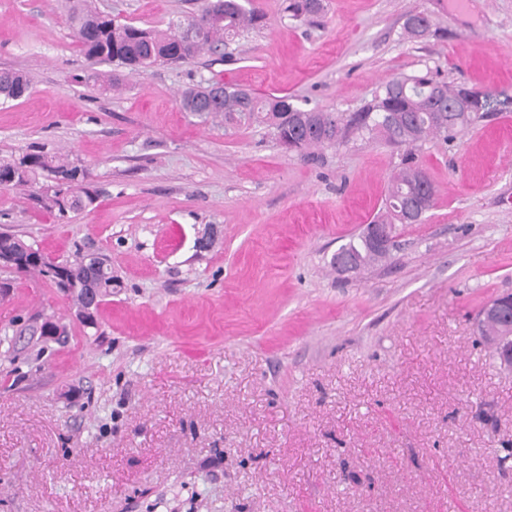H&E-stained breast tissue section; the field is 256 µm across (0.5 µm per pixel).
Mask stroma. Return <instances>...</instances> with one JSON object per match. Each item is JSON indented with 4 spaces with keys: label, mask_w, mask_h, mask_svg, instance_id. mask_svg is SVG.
<instances>
[{
    "label": "stroma",
    "mask_w": 512,
    "mask_h": 512,
    "mask_svg": "<svg viewBox=\"0 0 512 512\" xmlns=\"http://www.w3.org/2000/svg\"><path fill=\"white\" fill-rule=\"evenodd\" d=\"M167 28L198 0H94ZM207 54L140 70L88 59L68 0H0V161L72 153L100 196L58 219L0 186V232L112 264L95 325L28 274L0 296V512H512V367L476 332L512 293V0H325ZM431 21L406 39L407 15ZM120 71L98 95L94 73ZM432 72L491 95L483 121L416 149L436 189L378 265L331 260L382 210L404 155L349 135L309 154L272 126L182 111L223 81L346 116ZM59 322L66 342L37 336ZM29 92L30 85L26 75L14 69H0L1 104L25 98L29 95Z\"/></svg>",
    "instance_id": "stroma-1"
}]
</instances>
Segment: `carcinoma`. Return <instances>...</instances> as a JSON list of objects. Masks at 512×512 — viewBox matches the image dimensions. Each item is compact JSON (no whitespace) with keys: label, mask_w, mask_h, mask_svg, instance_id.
Wrapping results in <instances>:
<instances>
[{"label":"carcinoma","mask_w":512,"mask_h":512,"mask_svg":"<svg viewBox=\"0 0 512 512\" xmlns=\"http://www.w3.org/2000/svg\"><path fill=\"white\" fill-rule=\"evenodd\" d=\"M324 10V0H286L284 12L294 17L314 16ZM70 20L84 55L92 60L115 62L132 71L156 65L190 62L205 50H215L227 37L264 24V15L248 8L242 0H203L201 11L165 30L143 28L132 23H120L109 15L88 8L84 0H71ZM198 23L202 26L198 39L184 43L183 27ZM435 79L429 74L396 77L388 81L373 103L358 115L346 118L333 112L306 108L286 96L258 97L236 85L224 84V99L210 104L209 85H197L183 90L179 105L184 112L224 114L231 125H246L269 121L275 126L280 143L288 150L302 153L308 148L339 145L347 134L356 130L371 137L382 136L389 143L413 148L431 136L448 140L476 124L487 105V95L462 85L434 88ZM29 80L23 73L0 69V103L5 104L29 95ZM0 169L12 170L17 178L13 187L33 184L37 177L51 181L45 187L51 208L58 218L92 207L98 191L88 182L86 168L69 155L32 146L18 158L0 163ZM423 194L427 208L435 201V188L424 169L410 157L391 180V187L382 215L374 224L400 223L397 208L411 194ZM1 248L13 249L25 257L21 272L35 273L51 285L59 286L60 273L78 277L83 271L84 257L58 262L36 250L26 254L29 247L13 235L0 240ZM387 255V250L373 248L367 231L342 246L332 264L345 257L355 256L360 266L374 263Z\"/></svg>","instance_id":"1"}]
</instances>
